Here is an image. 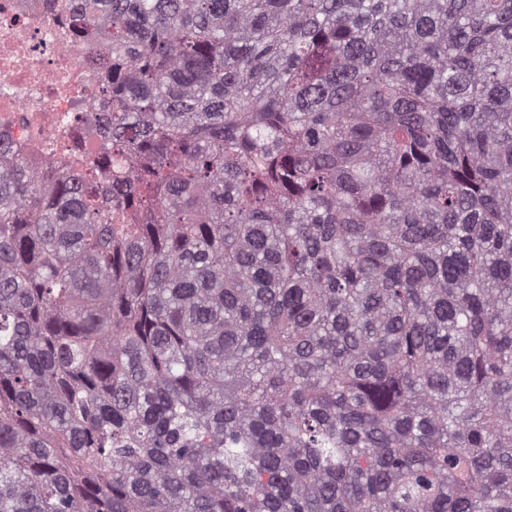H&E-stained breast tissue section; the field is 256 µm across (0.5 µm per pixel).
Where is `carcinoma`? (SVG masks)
<instances>
[{
	"mask_svg": "<svg viewBox=\"0 0 512 512\" xmlns=\"http://www.w3.org/2000/svg\"><path fill=\"white\" fill-rule=\"evenodd\" d=\"M115 197L0 144V512H512V0H81Z\"/></svg>",
	"mask_w": 512,
	"mask_h": 512,
	"instance_id": "1",
	"label": "carcinoma"
}]
</instances>
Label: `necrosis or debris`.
<instances>
[{
  "label": "necrosis or debris",
  "mask_w": 512,
  "mask_h": 512,
  "mask_svg": "<svg viewBox=\"0 0 512 512\" xmlns=\"http://www.w3.org/2000/svg\"><path fill=\"white\" fill-rule=\"evenodd\" d=\"M77 16L75 0H0V142L45 183L75 163L84 193L100 199L105 141L85 115L107 107L112 53L106 31L76 37Z\"/></svg>",
  "instance_id": "4bbe7bcc"
}]
</instances>
